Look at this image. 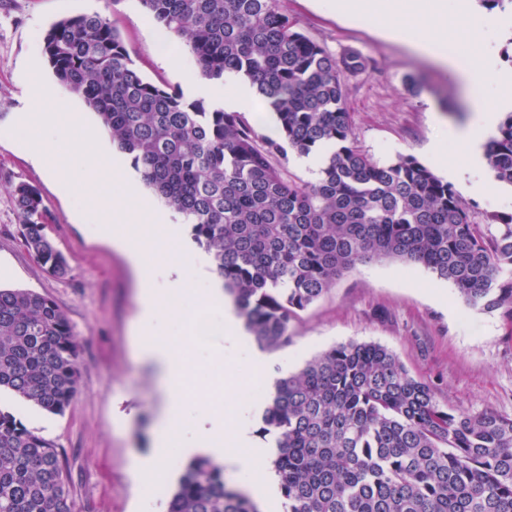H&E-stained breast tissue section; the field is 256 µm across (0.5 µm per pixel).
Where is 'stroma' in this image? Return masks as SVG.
Listing matches in <instances>:
<instances>
[{
    "instance_id": "stroma-1",
    "label": "stroma",
    "mask_w": 512,
    "mask_h": 512,
    "mask_svg": "<svg viewBox=\"0 0 512 512\" xmlns=\"http://www.w3.org/2000/svg\"><path fill=\"white\" fill-rule=\"evenodd\" d=\"M281 6L297 30L331 54L354 50L366 59L367 70L346 81V106L359 147L373 159L410 154L429 163L437 113H444L452 126L470 117L460 73L341 19L332 0H282ZM94 12L114 21L146 79L187 98L197 96L193 56L183 47L178 65L165 60L156 48L160 29L141 0H0V267L11 272L0 287L53 298L73 327L80 393L64 415L39 410L27 426L63 450L76 512H166L165 496H152L150 483L137 481L130 468L134 455L151 450L150 428L159 407L156 374L135 351L139 303L133 269L102 237L96 215L80 216L82 198L63 194L44 167L22 150L25 132L14 126L17 113L33 106L25 66L30 56L41 53L46 31L61 18ZM412 78L419 90L410 88ZM21 182L40 191L49 233L70 264L66 278L48 275L22 242L12 195ZM462 199L481 226L512 216V189L500 184L463 193ZM170 218L176 226L173 235L161 236L151 224L143 227L159 269L177 260L182 243L192 240L182 216L174 212ZM204 285L197 279L175 294L176 313L163 314L157 322L162 340L186 346L184 325ZM290 334L288 346L268 352L271 376L262 391L247 387L241 399L267 402L274 379L297 373L332 346L366 341L395 352L412 375L433 386L441 404L512 417V326L499 312L466 307L450 284L439 283L424 267L387 261L358 266L302 312ZM255 346L251 339L229 349L220 335L188 346L187 393H203L232 370L248 378ZM195 422V407H187L176 431L178 444L164 460L166 489L176 488L189 462L181 449L189 444Z\"/></svg>"
}]
</instances>
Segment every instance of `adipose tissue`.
Listing matches in <instances>:
<instances>
[{
	"label": "adipose tissue",
	"mask_w": 512,
	"mask_h": 512,
	"mask_svg": "<svg viewBox=\"0 0 512 512\" xmlns=\"http://www.w3.org/2000/svg\"><path fill=\"white\" fill-rule=\"evenodd\" d=\"M336 13L403 41L442 64L466 73L474 115L465 125L452 130L448 143H435L434 152L444 161L450 149H462V163L451 167L448 176L463 186L474 182L485 167L480 147L498 120L496 109L490 104L489 91L492 87L512 82V73L497 68L496 51L485 38L486 28L498 24V17L489 13L474 15L471 0H396V11L392 14L381 8L379 0H336ZM452 14L458 20L466 21L465 29L449 25L448 17ZM452 43L457 45V52H449L448 46ZM68 118V124H61L58 112L48 107L24 113L18 119L20 128L33 130V146L50 174L58 178L62 189L78 194L84 186L79 176L66 173L49 153L51 144L67 140L72 131L79 134L78 151L90 154L97 165L110 169L113 176L122 177L124 159L107 152L99 132L81 113H69ZM99 222L113 244L126 254L142 289L141 354L156 369L162 405L152 429L150 454L134 456L131 466L134 471H145L153 476L160 472L158 463L165 456L187 402L182 385L188 373V364L181 351L155 339V321L166 309L170 297L184 288L191 278L208 277L206 264L201 256L188 249L162 272L144 263L142 256L147 245L140 233L141 225L153 224L162 228L169 224L170 217L145 203L142 188L135 180L124 179L121 197L113 200L111 209L100 212ZM208 279L209 286L200 296L199 316L187 323L185 334L196 343L207 340L212 331L203 325L202 319L218 316L222 319L226 342H234L237 336L243 335L244 328L232 304L225 298L220 280ZM198 412L194 438L184 448V455L222 460L229 472L248 474L252 490L265 489L269 477L265 454L262 448L255 446L253 432L246 422L225 423L212 404H200ZM238 448L248 449V456H235L234 451Z\"/></svg>",
	"instance_id": "obj_1"
}]
</instances>
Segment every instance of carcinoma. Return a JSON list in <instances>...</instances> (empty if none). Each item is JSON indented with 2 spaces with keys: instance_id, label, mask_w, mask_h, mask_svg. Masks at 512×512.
<instances>
[{
  "instance_id": "1",
  "label": "carcinoma",
  "mask_w": 512,
  "mask_h": 512,
  "mask_svg": "<svg viewBox=\"0 0 512 512\" xmlns=\"http://www.w3.org/2000/svg\"><path fill=\"white\" fill-rule=\"evenodd\" d=\"M188 48L200 76L249 81L273 113L272 138L242 112L152 83L100 13L64 17L43 37L59 84L93 110L142 182L192 226L256 343L279 348L290 323L358 265H421L471 309L512 322V216L497 233L471 219L451 184L410 154L384 163L357 145L345 81L366 69L298 31L281 0H142ZM332 148L313 182L289 154ZM512 186V113L486 144ZM23 242L53 277L70 266L47 233L37 189L14 187ZM62 415L78 396L71 322L50 297L0 288V391ZM288 512H512V418L440 404L431 384L374 342L350 341L279 378L263 415ZM0 512H75L64 453L0 410ZM167 512H259L209 458L190 461Z\"/></svg>"
}]
</instances>
